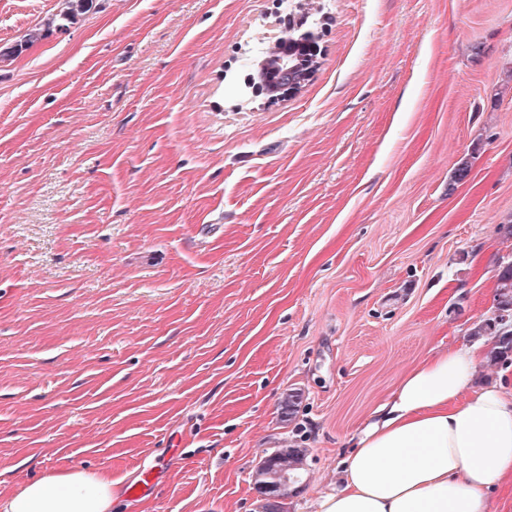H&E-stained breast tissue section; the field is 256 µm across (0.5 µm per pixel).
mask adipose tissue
Returning <instances> with one entry per match:
<instances>
[{
  "instance_id": "1",
  "label": "adipose tissue",
  "mask_w": 512,
  "mask_h": 512,
  "mask_svg": "<svg viewBox=\"0 0 512 512\" xmlns=\"http://www.w3.org/2000/svg\"><path fill=\"white\" fill-rule=\"evenodd\" d=\"M484 351L451 347L407 371L358 431L343 485L318 512H492L512 485V392L474 383ZM109 470L52 471L0 499V512H112Z\"/></svg>"
}]
</instances>
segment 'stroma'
Listing matches in <instances>:
<instances>
[{"instance_id":"stroma-1","label":"stroma","mask_w":512,"mask_h":512,"mask_svg":"<svg viewBox=\"0 0 512 512\" xmlns=\"http://www.w3.org/2000/svg\"><path fill=\"white\" fill-rule=\"evenodd\" d=\"M65 8L0 0V48ZM292 20L320 66L270 102ZM511 217L512 0H97L0 63V495L80 466L112 512H264L303 448L280 512H317L490 316ZM298 455H303V450L301 448H288V455L285 457H281L279 459L278 463H275L276 467L279 469L282 473H287L288 476H284V481L288 484V477H289V484L288 487L291 484H298L302 480V472H298L299 470H302L303 467H297L295 464L296 457ZM304 470V469H303ZM268 482H274L273 479L265 478V477H256L255 476V484L254 487L258 494L260 496H264L266 500H269L270 498L282 495L288 487L281 490L276 487L275 484H272L271 487H269V484H263Z\"/></svg>"}]
</instances>
